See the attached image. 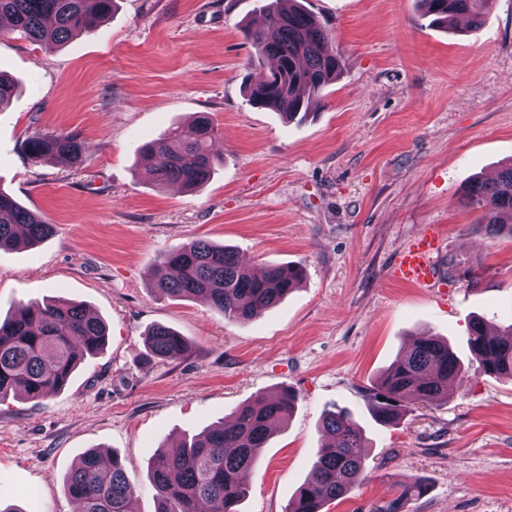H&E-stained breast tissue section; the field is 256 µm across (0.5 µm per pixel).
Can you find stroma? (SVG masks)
I'll return each mask as SVG.
<instances>
[{
	"instance_id": "obj_1",
	"label": "stroma",
	"mask_w": 512,
	"mask_h": 512,
	"mask_svg": "<svg viewBox=\"0 0 512 512\" xmlns=\"http://www.w3.org/2000/svg\"><path fill=\"white\" fill-rule=\"evenodd\" d=\"M303 3L329 21L344 68L299 124L245 94L261 73L244 35L257 0H116L94 32L52 51L0 37V71L18 84L0 111V190L54 226L35 248L0 250V317L52 298L108 325L60 392L0 403V512H78L64 478L88 448L118 454L135 512H156L158 445L285 387L296 408L247 474L240 512H284L334 405L365 432L370 478L323 512H374L397 496L401 512H512V381L477 372L467 341L473 317L512 323V237L460 199L512 159V0L475 31L430 25L417 0ZM200 112L218 137L212 179L157 186L143 144ZM36 132L77 135L82 161L32 162ZM426 234L439 240L432 288L394 274ZM196 239L236 247L255 269L301 265L305 281L249 322L171 299L155 267ZM157 324L190 354L141 365ZM420 337L447 339L469 376L379 425L365 390ZM420 479L423 494L402 497Z\"/></svg>"
}]
</instances>
